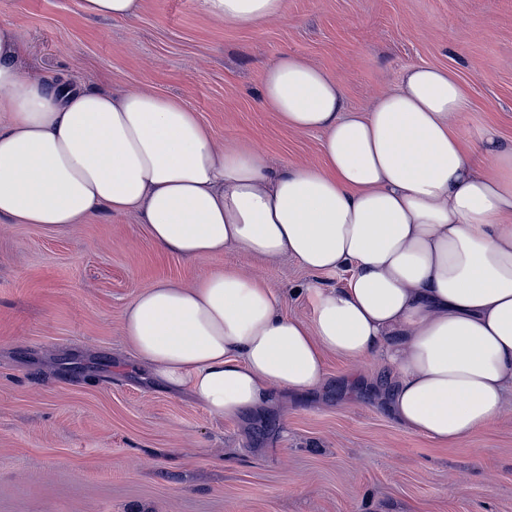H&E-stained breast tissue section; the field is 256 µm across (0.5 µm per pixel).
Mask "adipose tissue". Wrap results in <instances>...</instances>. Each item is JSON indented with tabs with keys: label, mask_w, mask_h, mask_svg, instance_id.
I'll use <instances>...</instances> for the list:
<instances>
[{
	"label": "adipose tissue",
	"mask_w": 512,
	"mask_h": 512,
	"mask_svg": "<svg viewBox=\"0 0 512 512\" xmlns=\"http://www.w3.org/2000/svg\"><path fill=\"white\" fill-rule=\"evenodd\" d=\"M201 3L232 26L285 14V0ZM22 53L0 23V218L59 226L134 212L173 254L233 248L350 273L339 287L310 286L309 322L245 271L144 288L123 335L158 384L238 420L273 392L321 389L326 355L377 356L397 422L442 446L512 400V141L487 127L464 147L457 127L471 102L457 76L411 67L360 113L336 79L281 55L265 68L261 104L321 132L324 161L275 171L259 153L217 145L179 99L33 76Z\"/></svg>",
	"instance_id": "obj_1"
}]
</instances>
